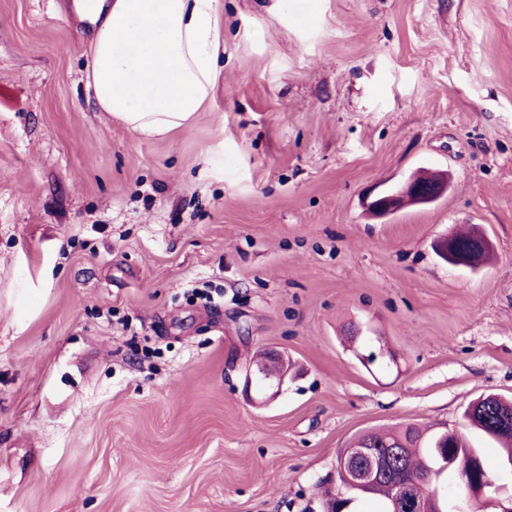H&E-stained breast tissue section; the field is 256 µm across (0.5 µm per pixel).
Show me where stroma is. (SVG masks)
<instances>
[{
    "label": "stroma",
    "mask_w": 512,
    "mask_h": 512,
    "mask_svg": "<svg viewBox=\"0 0 512 512\" xmlns=\"http://www.w3.org/2000/svg\"><path fill=\"white\" fill-rule=\"evenodd\" d=\"M73 2L0 0V512H324L339 448L406 424L501 512L464 411L512 397V0H219L217 92L150 140ZM422 169L439 200L367 213ZM462 224L492 263L436 254Z\"/></svg>",
    "instance_id": "35a3bbf8"
}]
</instances>
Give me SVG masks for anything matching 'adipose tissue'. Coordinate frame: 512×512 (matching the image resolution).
I'll use <instances>...</instances> for the list:
<instances>
[{
    "mask_svg": "<svg viewBox=\"0 0 512 512\" xmlns=\"http://www.w3.org/2000/svg\"><path fill=\"white\" fill-rule=\"evenodd\" d=\"M96 25L86 85L100 111L140 139L191 124L220 78L219 0H75Z\"/></svg>",
    "mask_w": 512,
    "mask_h": 512,
    "instance_id": "obj_1",
    "label": "adipose tissue"
}]
</instances>
